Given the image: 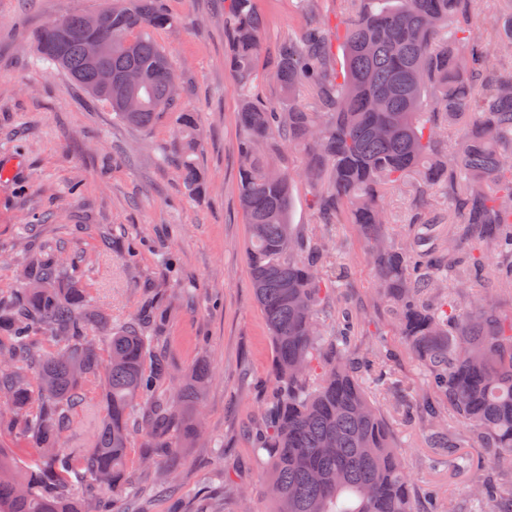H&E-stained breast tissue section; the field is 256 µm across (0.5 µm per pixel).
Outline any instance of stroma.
I'll return each instance as SVG.
<instances>
[{
    "mask_svg": "<svg viewBox=\"0 0 512 512\" xmlns=\"http://www.w3.org/2000/svg\"><path fill=\"white\" fill-rule=\"evenodd\" d=\"M256 0L263 20L258 57L259 98L281 101L270 77L280 42L305 26L331 33L334 57L342 42L337 24L345 0ZM104 0H0V295H12L17 274L32 255L61 252L71 275L88 289L92 309L107 326L126 325L145 304L168 309L163 345L172 374L207 363L215 377L198 405L205 434L179 456L161 458L174 470L172 493H162L131 453L128 507L135 512H271L263 494L267 467L253 453L261 408L274 393L272 340L255 300L246 259L247 224L239 206L240 90L227 65L224 0H162L177 24L160 31L184 92L196 112L201 195L188 194L178 166L170 115L151 128L123 124L63 73L38 64L34 31L70 12L91 13ZM293 172V223L332 243L325 278L348 267L342 294L352 313L349 349L359 358L380 352L395 387L382 392L365 372L370 391L404 452L414 497L453 498L455 512H477L469 490L494 475L492 451L472 445L457 426L455 448H435L421 413L406 415L427 389L424 367L373 303L377 275L351 224H323L310 205L313 189L300 170L303 153L280 155Z\"/></svg>",
    "mask_w": 512,
    "mask_h": 512,
    "instance_id": "stroma-1",
    "label": "stroma"
}]
</instances>
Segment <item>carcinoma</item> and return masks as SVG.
<instances>
[{
	"label": "carcinoma",
	"instance_id": "carcinoma-1",
	"mask_svg": "<svg viewBox=\"0 0 512 512\" xmlns=\"http://www.w3.org/2000/svg\"><path fill=\"white\" fill-rule=\"evenodd\" d=\"M344 70H336L328 32L320 25L283 40L273 65L288 105L264 104L257 81L262 20L255 0H228L224 29L228 66L242 91L238 112L241 165L238 198L248 227V266L256 300L274 347L276 395L265 405L256 452L266 456L265 488L275 512H421L410 493L403 454L392 430L358 380L377 359L352 361L349 316L341 287L321 273L325 244L290 222L293 174L270 163L282 144L306 152L304 175L326 224H354L378 275L377 295L432 384L446 399H425L438 448H453L451 425L472 431L475 447L493 450L497 478L471 491L484 512H512V312L500 294L512 293V76L502 75L494 51L474 33L477 0H346ZM489 17L499 50L512 56V0H495ZM102 24L87 33L106 49L115 76L141 72L138 112H126L128 89L96 88L82 40L61 39L81 28L70 13L37 30L42 63L85 88L122 122L151 127L173 112L181 134L187 191L203 188L197 166V116L176 110L175 68L156 38L173 24L160 0H112ZM412 185L444 196L448 220L412 210L408 233L397 238L383 192ZM291 241L283 249V240ZM57 255L25 266L20 290L0 298V399L7 424L31 426L37 459L22 464L0 448V512H100L89 492L71 493L70 474L114 497L126 490L134 429L149 468L160 453L174 456L199 432L196 407L210 377L198 365L166 392L160 345L167 316L147 312L154 334L127 327L103 347L88 311V292L71 279ZM484 292L465 306L459 289ZM44 333L53 350L34 358L30 337ZM101 404L87 449L73 448L57 466L71 410Z\"/></svg>",
	"mask_w": 512,
	"mask_h": 512
}]
</instances>
